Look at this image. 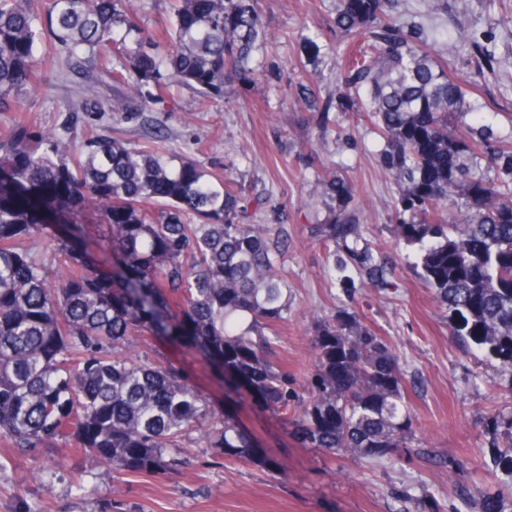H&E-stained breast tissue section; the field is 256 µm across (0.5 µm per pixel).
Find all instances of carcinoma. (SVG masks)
<instances>
[{
    "mask_svg": "<svg viewBox=\"0 0 512 512\" xmlns=\"http://www.w3.org/2000/svg\"><path fill=\"white\" fill-rule=\"evenodd\" d=\"M400 4L339 0L336 27L369 39L348 58L336 110L364 112L384 139L382 170L402 188L397 237L452 334L512 377V143L488 153L460 133L461 85L395 25ZM257 5L173 0L170 25L149 30L135 0H0V112L50 87L41 72L50 54L58 79L88 59L127 90L101 112H127L176 84L220 95L225 82L257 75L268 44ZM324 186L338 204L312 233L340 267L378 282L383 266L358 248L354 185ZM240 202L228 178L155 145L35 126L0 137V468L73 448L121 476L165 474L182 464L169 450L196 429L227 457L251 459L248 433L217 415L182 367L135 353L146 336L197 349L264 409L295 411L291 433L303 448L372 458L410 448L405 370L357 314L315 322L314 368L293 387L274 346L290 309L283 240L267 225L234 222ZM88 206L105 224L98 256L76 244L77 223L48 235L40 253L24 246L48 228L46 210ZM490 427L497 467L512 478V412Z\"/></svg>",
    "mask_w": 512,
    "mask_h": 512,
    "instance_id": "cac0c4a2",
    "label": "carcinoma"
}]
</instances>
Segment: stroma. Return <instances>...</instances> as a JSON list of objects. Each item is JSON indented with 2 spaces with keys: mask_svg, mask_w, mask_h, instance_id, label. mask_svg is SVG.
Returning a JSON list of instances; mask_svg holds the SVG:
<instances>
[{
  "mask_svg": "<svg viewBox=\"0 0 512 512\" xmlns=\"http://www.w3.org/2000/svg\"><path fill=\"white\" fill-rule=\"evenodd\" d=\"M448 11L423 0H402L396 20L416 32L430 53L463 85V132L480 133L497 148L512 142V0H447ZM264 26L278 44L253 82L228 85L209 101L187 87L172 97L113 115L67 112L85 67L57 80V64L41 67L51 93L26 96V111L0 112V134L17 123L62 136L101 133L132 144L159 141L167 156L196 158L208 171L232 173L245 198L246 224H266L288 237L285 274L292 287L286 321L275 328L280 362L297 380L314 364L312 320L356 312L391 345L407 373L413 447L374 459L324 456L300 447L284 416L242 404L239 416L258 440L255 458L242 462L206 447L191 434L183 466L172 475L117 478L102 465L84 491L73 488L85 463L76 452L54 449L55 465L19 460L0 469V512H414L428 495L439 512H476L481 494L501 489L497 450L486 424L512 408V379L477 351H465L448 314L414 273L413 251L396 245L394 205L400 188L381 169L384 142L369 121L331 111L333 135L310 157L317 114L297 95L303 78L323 92L335 89L339 59L350 43L336 28V0H259ZM349 179L356 202L366 203L363 241L372 254L387 251L395 265L384 283L369 284L357 268L335 269L310 229L325 223L335 202L324 179ZM463 464L449 475L447 458Z\"/></svg>",
  "mask_w": 512,
  "mask_h": 512,
  "instance_id": "stroma-1",
  "label": "stroma"
}]
</instances>
